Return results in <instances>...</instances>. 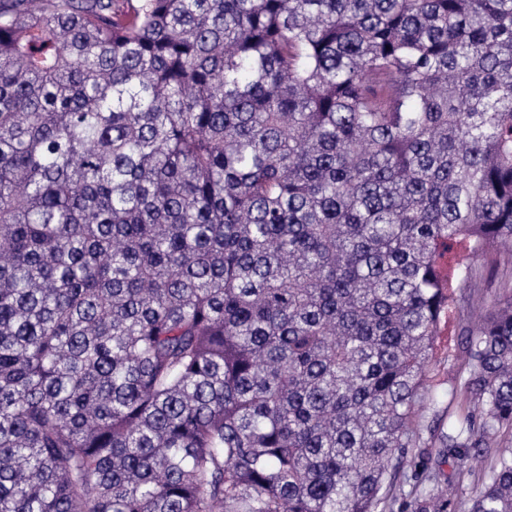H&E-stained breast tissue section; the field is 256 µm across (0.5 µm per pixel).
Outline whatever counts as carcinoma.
I'll use <instances>...</instances> for the list:
<instances>
[{"label": "carcinoma", "mask_w": 512, "mask_h": 512, "mask_svg": "<svg viewBox=\"0 0 512 512\" xmlns=\"http://www.w3.org/2000/svg\"><path fill=\"white\" fill-rule=\"evenodd\" d=\"M507 436L512 0H0V512H512ZM451 358L449 362L445 361L439 368V374L430 395L435 407L433 411L430 410L427 415V421L439 418V422L442 420V424H444L445 428L448 425V414L453 416L452 419H454V416L459 412V400L456 398L452 399V396L448 394V379L454 381L455 378L459 377L460 371L464 367L461 357L454 360ZM426 449V450H423ZM430 448H410L407 454V462L405 464V470L410 472L414 468L422 469L427 466L429 469H440L444 477L448 478V484L453 485L457 489L458 499L463 502V508H468L469 500L473 497L474 492L480 487V483L473 482V477L465 474L460 479L458 478V463L452 458L444 463H440L437 459L434 450L431 455L423 454L421 452H427Z\"/></svg>", "instance_id": "1"}]
</instances>
